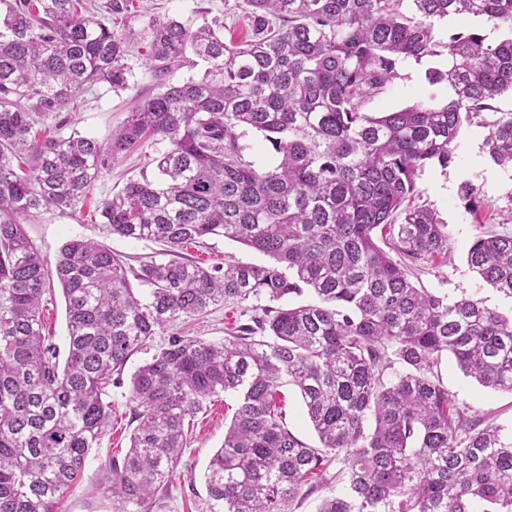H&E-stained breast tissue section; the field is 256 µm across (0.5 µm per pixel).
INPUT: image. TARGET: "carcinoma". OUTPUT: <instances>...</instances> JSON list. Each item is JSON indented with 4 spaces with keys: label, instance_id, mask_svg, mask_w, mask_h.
Listing matches in <instances>:
<instances>
[{
    "label": "carcinoma",
    "instance_id": "carcinoma-1",
    "mask_svg": "<svg viewBox=\"0 0 512 512\" xmlns=\"http://www.w3.org/2000/svg\"><path fill=\"white\" fill-rule=\"evenodd\" d=\"M129 0H0V512H62L112 417L111 389L162 329L215 307L243 308L222 340L173 332L130 377L136 427L105 464L113 512H151L177 471L185 424L204 402L235 398L211 456L207 512H290L333 462L345 483L318 512H512V435L465 417L438 375L451 355L480 386L512 393V309L414 284L448 259V225L410 205L427 166L455 158L464 124L482 118L491 161L512 167V0H244L253 33L224 42L223 22L193 28L153 18L117 33ZM479 17L444 40L436 21ZM159 92L105 142L40 139L49 112L106 84L125 87L132 46ZM448 51L425 79L439 105L371 115L399 65ZM202 75L166 82L170 70ZM264 135L261 169L239 139ZM166 143L155 176L104 199L110 233L162 245L125 265L74 239L54 271L21 221L72 208L122 155ZM270 259L205 268L182 250L214 237ZM469 269L512 299V235L475 238ZM56 278L65 300V359L42 319ZM295 302L288 303V300ZM296 387L321 447L294 436L277 404Z\"/></svg>",
    "mask_w": 512,
    "mask_h": 512
}]
</instances>
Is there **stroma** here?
I'll use <instances>...</instances> for the list:
<instances>
[{
  "label": "stroma",
  "mask_w": 512,
  "mask_h": 512,
  "mask_svg": "<svg viewBox=\"0 0 512 512\" xmlns=\"http://www.w3.org/2000/svg\"><path fill=\"white\" fill-rule=\"evenodd\" d=\"M200 7L208 10L210 16L224 18L225 38L239 42L249 36L250 22L244 10H237L234 18H225L224 0H134L130 13L114 17L112 28L120 33L130 28L138 30L153 16L175 17L196 27L202 23L201 16L196 13ZM130 63L134 76L126 88L115 92L101 84L78 94L74 109L66 114L67 125L58 127L54 116H46L41 124L43 134L66 136L76 132L107 140L124 124L136 105L158 90L144 64L143 55L134 54ZM430 65L446 68L447 58L443 55L433 58L428 65L412 60L401 63L397 78L384 93L366 103V111L376 115L419 101L443 102L448 95L447 86L433 87L425 80L424 73ZM486 135L483 126L464 125L453 163L445 169L425 168L416 180L415 203L433 209L447 223L450 244L447 261L435 268L423 267L418 273V281L423 288L452 299L471 295L481 298L488 307L507 310L512 308V300L477 278L466 263L468 248L481 232H512V170L488 161L484 152ZM161 148V143L151 141L120 158L94 183L85 200L74 208L64 211L51 208L24 220L29 238L47 261L55 262L66 242L82 238L101 242L128 263L158 251L156 243L109 234L100 222L97 207L102 200L121 190L128 180L152 174L153 159ZM465 182L479 188L478 208H470L462 199L460 186ZM188 254L208 265L238 261L261 263L265 260L263 254L224 238L212 239L202 248H189ZM440 373L444 385L466 415L480 417L507 430L512 428V394L480 387L465 378L450 357L443 360ZM127 393L124 386L113 389L115 411L109 431L99 448L90 454L79 482L67 491L61 504L62 512H112V498L106 490L103 465L107 458L123 457L130 446L133 426L126 407ZM234 406L232 396H221L208 401L196 414L190 443L156 512H204L205 469L212 453L224 440V426L229 423Z\"/></svg>",
  "instance_id": "stroma-1"
}]
</instances>
